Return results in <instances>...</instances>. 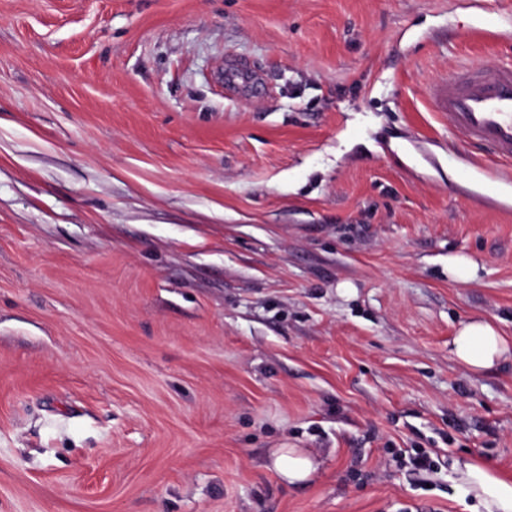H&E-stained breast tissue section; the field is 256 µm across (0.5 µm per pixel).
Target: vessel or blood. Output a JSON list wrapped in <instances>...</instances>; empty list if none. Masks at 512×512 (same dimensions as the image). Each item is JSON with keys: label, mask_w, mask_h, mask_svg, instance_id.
Returning a JSON list of instances; mask_svg holds the SVG:
<instances>
[{"label": "vessel or blood", "mask_w": 512, "mask_h": 512, "mask_svg": "<svg viewBox=\"0 0 512 512\" xmlns=\"http://www.w3.org/2000/svg\"><path fill=\"white\" fill-rule=\"evenodd\" d=\"M434 107L450 136L477 152L489 177L512 168V59L458 66L431 86Z\"/></svg>", "instance_id": "1"}]
</instances>
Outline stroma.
<instances>
[{"instance_id":"stroma-1","label":"stroma","mask_w":512,"mask_h":512,"mask_svg":"<svg viewBox=\"0 0 512 512\" xmlns=\"http://www.w3.org/2000/svg\"><path fill=\"white\" fill-rule=\"evenodd\" d=\"M482 3L0 0V512H477L512 362L450 344L512 338V181L430 85L512 56ZM451 353L467 370L480 374L501 361H512V340L502 336L493 321L475 317L460 324ZM271 457V468L288 485H301L317 471L318 463L307 448H276Z\"/></svg>"}]
</instances>
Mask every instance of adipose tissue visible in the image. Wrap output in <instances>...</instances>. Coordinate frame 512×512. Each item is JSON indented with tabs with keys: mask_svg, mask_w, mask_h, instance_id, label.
Here are the masks:
<instances>
[{
	"mask_svg": "<svg viewBox=\"0 0 512 512\" xmlns=\"http://www.w3.org/2000/svg\"><path fill=\"white\" fill-rule=\"evenodd\" d=\"M451 352L467 370L480 374L512 359V340L502 336L493 321L475 317L460 324ZM271 467L283 482L298 486L312 478L318 464L309 449L278 448L271 454ZM452 469L465 493L477 500L483 512H512L511 476L473 459L454 460Z\"/></svg>",
	"mask_w": 512,
	"mask_h": 512,
	"instance_id": "obj_1",
	"label": "adipose tissue"
}]
</instances>
